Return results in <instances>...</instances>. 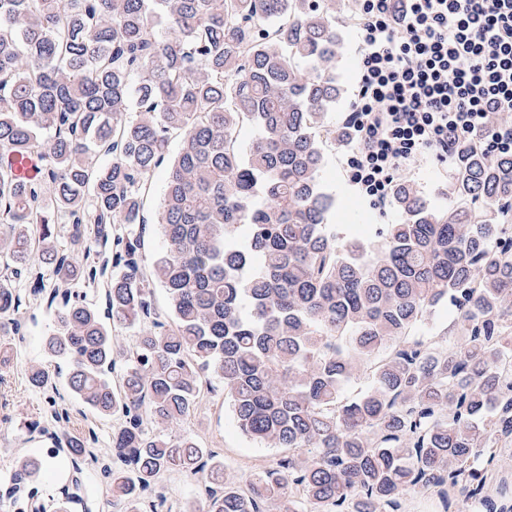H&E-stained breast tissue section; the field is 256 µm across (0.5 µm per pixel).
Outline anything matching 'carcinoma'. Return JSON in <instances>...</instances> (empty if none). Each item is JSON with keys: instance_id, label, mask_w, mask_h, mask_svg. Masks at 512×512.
Instances as JSON below:
<instances>
[{"instance_id": "1", "label": "carcinoma", "mask_w": 512, "mask_h": 512, "mask_svg": "<svg viewBox=\"0 0 512 512\" xmlns=\"http://www.w3.org/2000/svg\"><path fill=\"white\" fill-rule=\"evenodd\" d=\"M345 6L0 0V355L40 299L59 365L29 383L62 374L115 420L99 471L124 512H163L173 474L201 481L205 512H406L414 493L512 512V154L465 152L446 206L400 180L402 222L336 237L323 171ZM161 167L149 258L134 226ZM62 225L78 249L58 246ZM102 281L103 308L70 288ZM440 308L455 337H415ZM116 327L136 332L117 385ZM210 376L244 435L288 453L277 466L239 478L178 432ZM96 442L57 436L7 482L64 456L77 512Z\"/></svg>"}]
</instances>
